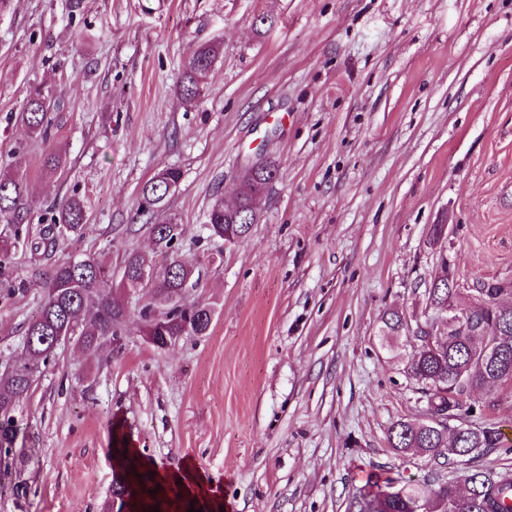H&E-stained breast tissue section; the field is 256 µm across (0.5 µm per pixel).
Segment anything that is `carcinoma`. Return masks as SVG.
Segmentation results:
<instances>
[{"label": "carcinoma", "instance_id": "carcinoma-1", "mask_svg": "<svg viewBox=\"0 0 512 512\" xmlns=\"http://www.w3.org/2000/svg\"><path fill=\"white\" fill-rule=\"evenodd\" d=\"M220 49L213 45L195 47L187 58L178 88L182 101L193 103L201 97ZM58 107L55 93L40 85L28 91L18 124L27 140L46 143L55 127L53 112ZM25 145L18 142L8 152L9 163L0 168V224L10 227V234L0 235V263L9 260L18 249L37 254L55 242L82 233L89 224L83 200L76 194L49 209L50 223L37 237L29 234V224L36 208L28 192L27 179L20 175ZM65 167V157L56 149L46 151L43 169L55 174ZM279 166L269 160L243 175L234 209L224 212V201L208 211L210 234L220 229L232 234V241L244 240L256 217L253 212L258 186L271 184ZM181 171L175 167L160 170L147 179L139 190L138 215L146 217L142 228L152 238L156 252L164 259L156 282H140L142 271H155L154 257L136 251L124 258L120 280L131 290L146 291L145 304L137 309L139 333L149 344L161 348L160 336H202L209 330L214 307L191 299L181 301L185 288H195L199 278L193 267L178 256L184 225L169 217L154 216L165 212L169 187L178 186ZM30 277L44 282V296L36 315L23 335V350L11 367L15 374L0 380V454H9L15 442L20 402L29 398L42 373V367L55 357L58 339L68 336L82 348L96 354L112 348L117 336L126 335L129 311L112 294V265L87 257L79 263L67 259L44 265L34 264ZM460 288L448 287V261L442 260L441 274L428 288L431 309L455 310L467 315L463 331H448L431 348L418 336L421 326L410 330L405 316L390 311L382 318L381 333L388 340L412 335L415 345L408 358V373L426 398L427 410L443 419L459 417L470 394L490 387L512 383V305L500 306L497 299L512 295V285L499 281L483 282L475 289L468 306L458 302ZM502 429L494 423L475 428L457 439L433 429L425 421L394 422L388 430L390 447L400 455L452 461L468 449V460L481 451L501 447ZM469 488L462 490L447 479L432 488L430 484H412L404 478L387 476L376 479L362 490L363 512H512V468L498 471L473 466L465 478Z\"/></svg>", "mask_w": 512, "mask_h": 512}]
</instances>
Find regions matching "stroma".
I'll use <instances>...</instances> for the list:
<instances>
[{
  "mask_svg": "<svg viewBox=\"0 0 512 512\" xmlns=\"http://www.w3.org/2000/svg\"><path fill=\"white\" fill-rule=\"evenodd\" d=\"M12 0L0 13V154L30 85L55 90L66 166L23 164L46 207L83 198L89 222L47 253L17 252L0 288V368L43 297L32 263L155 248L136 217L143 181L175 166L167 213L212 303L203 336L159 349L129 317L120 350L62 345L0 459V512H128L112 448L127 436L162 468L192 460L225 512H358L388 472L434 482L466 468L404 458L397 420L423 421L391 310L421 314L440 257L466 288L512 282V0ZM220 54L200 100L178 85L192 46ZM260 158L279 175L246 239L208 236L216 199ZM448 227L446 250L431 225ZM464 419L512 467V386L472 394ZM381 335L387 340H393L400 336L408 337L410 327L405 316L398 311H390L382 318Z\"/></svg>",
  "mask_w": 512,
  "mask_h": 512,
  "instance_id": "obj_1",
  "label": "stroma"
}]
</instances>
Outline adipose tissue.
<instances>
[{
	"label": "adipose tissue",
	"mask_w": 512,
	"mask_h": 512,
	"mask_svg": "<svg viewBox=\"0 0 512 512\" xmlns=\"http://www.w3.org/2000/svg\"><path fill=\"white\" fill-rule=\"evenodd\" d=\"M133 462L137 470L148 475L152 482L161 489L178 494L180 501L194 502L199 512H221L223 501L216 487L207 484L204 476L192 466H185L179 471L159 469L140 458L133 446L121 449L118 465Z\"/></svg>",
	"instance_id": "ef3b65f1"
}]
</instances>
